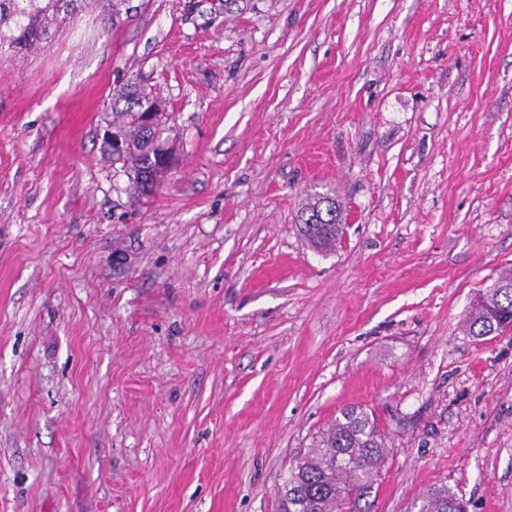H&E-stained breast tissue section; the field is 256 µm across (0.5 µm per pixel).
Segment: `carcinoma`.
<instances>
[{
  "instance_id": "obj_1",
  "label": "carcinoma",
  "mask_w": 512,
  "mask_h": 512,
  "mask_svg": "<svg viewBox=\"0 0 512 512\" xmlns=\"http://www.w3.org/2000/svg\"><path fill=\"white\" fill-rule=\"evenodd\" d=\"M99 10L111 26L130 13L129 0H0V56L21 57L49 46L60 27L87 7ZM112 129L105 145L112 161L129 169L133 195L159 188L167 169L155 144L166 143L163 108L159 100L130 82L112 94ZM336 200L318 196L302 208L299 223L309 246L321 253L336 248L343 229ZM501 288H489L465 320V332L474 339L500 335L512 327V271L498 277ZM389 454L384 434L374 417L346 407L304 451L283 477L279 491L281 512H341L354 493L356 512H373L372 499L380 470ZM458 496L446 486L421 493L417 512H460Z\"/></svg>"
}]
</instances>
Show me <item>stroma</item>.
I'll return each mask as SVG.
<instances>
[{
  "mask_svg": "<svg viewBox=\"0 0 512 512\" xmlns=\"http://www.w3.org/2000/svg\"><path fill=\"white\" fill-rule=\"evenodd\" d=\"M133 3L0 58V512H279L346 406L375 512H512V330L462 331L512 270V0ZM130 81L174 154L137 198ZM156 97L146 93L137 82H130L112 95V131L107 130L105 145L112 161L122 162L129 169L130 191L133 195L150 194L159 188L168 169L162 167L156 143L165 146L166 131L163 108ZM150 114L151 127L143 123V115ZM114 139L122 148H114ZM298 220L312 249L326 253L336 248L342 235L343 216L334 198L320 195L313 198L302 208ZM458 500L456 493L450 491L447 486H433L419 496L417 512H465L459 510Z\"/></svg>",
  "mask_w": 512,
  "mask_h": 512,
  "instance_id": "stroma-1",
  "label": "stroma"
}]
</instances>
